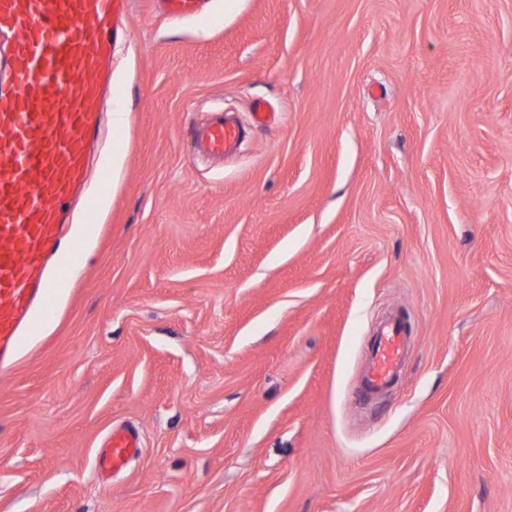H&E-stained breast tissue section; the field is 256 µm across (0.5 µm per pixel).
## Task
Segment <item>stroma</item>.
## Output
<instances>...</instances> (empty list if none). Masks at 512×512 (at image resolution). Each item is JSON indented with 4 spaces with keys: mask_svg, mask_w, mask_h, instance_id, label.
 Returning a JSON list of instances; mask_svg holds the SVG:
<instances>
[{
    "mask_svg": "<svg viewBox=\"0 0 512 512\" xmlns=\"http://www.w3.org/2000/svg\"><path fill=\"white\" fill-rule=\"evenodd\" d=\"M206 9L131 0L110 187L0 371V512H512V0ZM218 107L242 150L193 161ZM394 317L401 377L355 404ZM205 0H157L163 11L171 19H200L204 16L203 4ZM141 436L129 427L113 428L97 455L95 467L103 477L121 471L129 460L141 452Z\"/></svg>",
    "mask_w": 512,
    "mask_h": 512,
    "instance_id": "35a3bbf8",
    "label": "stroma"
}]
</instances>
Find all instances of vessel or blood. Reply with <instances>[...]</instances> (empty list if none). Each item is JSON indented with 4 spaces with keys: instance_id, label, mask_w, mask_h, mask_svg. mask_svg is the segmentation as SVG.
<instances>
[{
    "instance_id": "vessel-or-blood-1",
    "label": "vessel or blood",
    "mask_w": 512,
    "mask_h": 512,
    "mask_svg": "<svg viewBox=\"0 0 512 512\" xmlns=\"http://www.w3.org/2000/svg\"><path fill=\"white\" fill-rule=\"evenodd\" d=\"M159 2L175 20L204 15V0ZM129 15L130 0H0V35L11 39V75L0 76V363L22 351L34 312H52L80 251L68 235L71 203L87 199L90 159L112 129L113 45ZM244 135L217 108L193 151L203 159L232 156ZM405 342L403 324L389 321L363 373L366 392L390 384ZM140 452L139 432L117 427L95 467L108 477Z\"/></svg>"
}]
</instances>
